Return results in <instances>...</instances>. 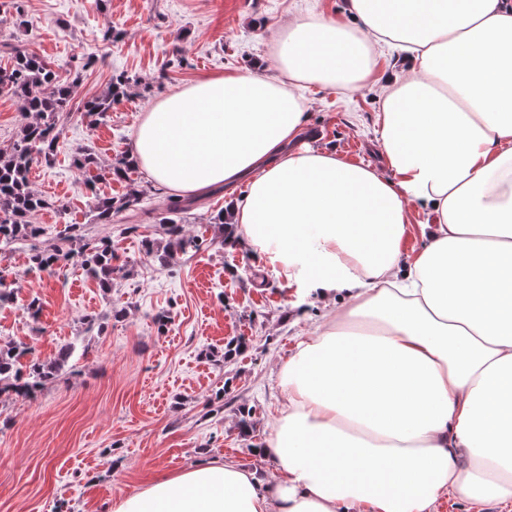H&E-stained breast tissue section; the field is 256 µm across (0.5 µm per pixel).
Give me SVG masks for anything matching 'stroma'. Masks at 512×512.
<instances>
[{"instance_id": "obj_1", "label": "stroma", "mask_w": 512, "mask_h": 512, "mask_svg": "<svg viewBox=\"0 0 512 512\" xmlns=\"http://www.w3.org/2000/svg\"><path fill=\"white\" fill-rule=\"evenodd\" d=\"M346 8V0H0V66L17 46L76 83L53 161L30 172L32 189L49 202L33 218L42 233L0 250V281L13 293L0 304V342L21 344L31 359H50L66 344L76 353L72 370L35 398H0V512H112L117 498L212 459L274 469L256 450L280 415V370L331 315L332 300L298 303L294 287L225 245L212 222L229 204L221 190L174 217L202 247L154 263L142 241H165L169 190L140 168L123 179L98 173L132 151L158 99L208 74L270 66L279 22ZM120 74L130 82L126 96L107 116L87 117L84 102ZM377 95L370 86L351 94L306 88L300 145L384 169L373 139ZM81 147L97 166L74 165ZM132 186L144 192L136 217L93 223L91 194L118 198ZM70 224L111 238L122 269L110 290L72 264L31 272V248H52ZM34 298L35 316L27 308ZM233 337L244 347L228 357Z\"/></svg>"}]
</instances>
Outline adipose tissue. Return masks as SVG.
Returning a JSON list of instances; mask_svg holds the SVG:
<instances>
[{
  "label": "adipose tissue",
  "mask_w": 512,
  "mask_h": 512,
  "mask_svg": "<svg viewBox=\"0 0 512 512\" xmlns=\"http://www.w3.org/2000/svg\"><path fill=\"white\" fill-rule=\"evenodd\" d=\"M391 46L407 68L383 81ZM274 60L284 79L211 75L158 100L132 158L183 198L246 181L234 244L300 296L348 303L282 369L260 450L274 474L214 459L112 512L512 505V0H348L294 16ZM372 80L385 170L288 150L304 88ZM414 224L428 245L407 262Z\"/></svg>",
  "instance_id": "adipose-tissue-1"
}]
</instances>
